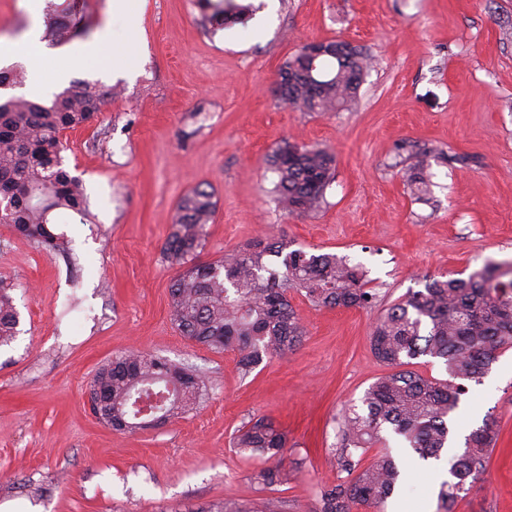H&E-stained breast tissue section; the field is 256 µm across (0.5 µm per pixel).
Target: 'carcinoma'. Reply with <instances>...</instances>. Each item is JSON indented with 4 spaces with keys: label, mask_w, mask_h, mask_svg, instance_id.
Instances as JSON below:
<instances>
[{
    "label": "carcinoma",
    "mask_w": 512,
    "mask_h": 512,
    "mask_svg": "<svg viewBox=\"0 0 512 512\" xmlns=\"http://www.w3.org/2000/svg\"><path fill=\"white\" fill-rule=\"evenodd\" d=\"M68 19L50 27L45 38L65 43L91 32L83 0H65ZM200 21L213 32L240 22L247 8L235 0H199ZM326 55L310 67L302 53L280 67V99L299 112L349 109L358 88L373 68V56L349 42L326 41ZM110 90L76 82L46 105L26 97L0 102V224L49 250L63 247L52 230L51 214L88 212L83 183L63 168L61 133L90 122ZM439 148L424 147L407 169V184L420 197L430 195L431 160L446 158ZM277 176L274 192L292 214L320 208L335 178V156L320 146L285 141L269 156ZM215 213L214 194L197 187L181 198L173 230L163 253L179 267L170 286L172 323L186 339L218 352L231 349L246 374L270 354L285 353L301 343L305 330L288 299L295 292L316 307L363 308L375 299L367 270L344 256L286 250L284 243L258 242L251 249L216 260L199 261L204 226ZM10 282L0 277V346L15 339L19 325ZM371 349L388 372L366 391V414L346 415L339 429L338 462L348 479L325 487L317 512H366L394 492L400 471L394 458L380 453L358 469L356 457L382 441L391 429L426 461L448 447V421L465 394L464 382H479L500 350L512 345V268L493 262L468 278H434L386 308L372 326ZM420 356L442 360L447 379L407 370ZM90 388L105 400L112 429L134 432L147 422L163 423L195 408L207 389L205 374L183 363L139 351L112 358L101 366ZM497 441L496 420L487 417L465 439L464 451L449 469L453 481L442 498L452 501L467 482L485 473ZM234 447L265 456L276 464L260 470L257 482L270 487L287 476L283 461L287 438L264 417L237 430ZM182 512H285L284 501L266 499L255 506L222 500L188 505Z\"/></svg>",
    "instance_id": "1"
}]
</instances>
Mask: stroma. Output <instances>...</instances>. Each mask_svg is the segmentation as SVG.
I'll return each instance as SVG.
<instances>
[{"mask_svg":"<svg viewBox=\"0 0 512 512\" xmlns=\"http://www.w3.org/2000/svg\"><path fill=\"white\" fill-rule=\"evenodd\" d=\"M141 2L131 22L113 15L112 0H86L109 41L72 79L115 90L92 122L63 134L87 222L58 212L69 246L57 251L0 224V277L20 315L17 337L0 346V512H177L222 498L315 512L320 490L345 477L332 459L343 412H364L366 390L386 371L369 339L385 306L431 278L512 261V0H249L245 23L214 33L197 0ZM34 18L26 0H0V42L29 55L28 83L81 45L45 54L25 44ZM262 20L264 38L249 40ZM133 29L135 59L113 77L102 62ZM330 39L366 48L375 69L350 110H291L275 94L279 66ZM286 140L336 156L316 212L291 214L274 199L268 157ZM424 146L450 153L432 165L430 204L404 184ZM199 186L216 201L201 260L258 240L334 253L366 268L378 303L315 308L290 293L301 344L246 376L236 352L187 340L170 321L177 268L163 245L180 199ZM129 350L204 372L197 409L133 433L100 423L90 381ZM488 416L500 431L487 470L446 506L450 461ZM254 417L288 440L291 475L270 488L253 479L266 459L232 445ZM450 428L437 461L384 431L400 477L383 512H512V348L469 383Z\"/></svg>","mask_w":512,"mask_h":512,"instance_id":"35a3bbf8","label":"stroma"}]
</instances>
